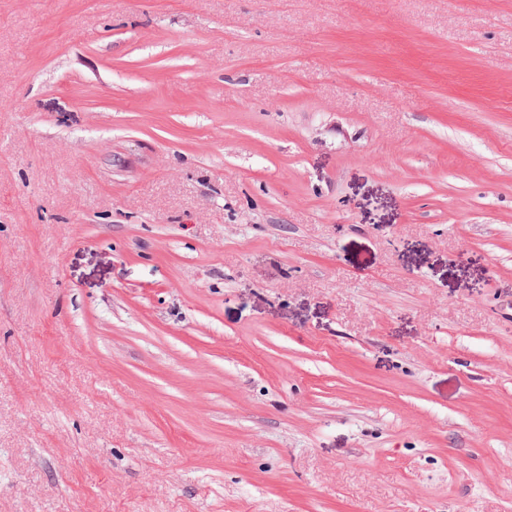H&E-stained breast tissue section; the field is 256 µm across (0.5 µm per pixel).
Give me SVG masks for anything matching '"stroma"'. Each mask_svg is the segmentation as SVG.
<instances>
[{
  "mask_svg": "<svg viewBox=\"0 0 512 512\" xmlns=\"http://www.w3.org/2000/svg\"><path fill=\"white\" fill-rule=\"evenodd\" d=\"M0 512H512V0H0Z\"/></svg>",
  "mask_w": 512,
  "mask_h": 512,
  "instance_id": "stroma-1",
  "label": "stroma"
}]
</instances>
